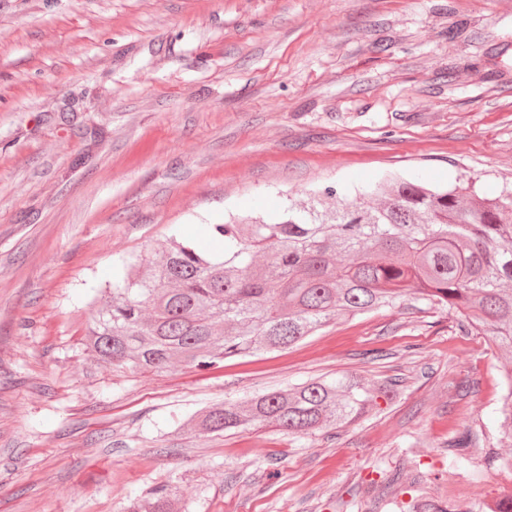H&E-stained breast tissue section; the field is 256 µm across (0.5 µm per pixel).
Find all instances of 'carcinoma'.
<instances>
[{
	"mask_svg": "<svg viewBox=\"0 0 512 512\" xmlns=\"http://www.w3.org/2000/svg\"><path fill=\"white\" fill-rule=\"evenodd\" d=\"M224 242L210 256L171 238L147 276L126 273L102 292L89 325L93 361L163 371L176 360L208 370L227 358L291 347L339 316L392 306L413 288L512 352V193L482 199L455 185L433 190L395 180L351 203L288 202L269 221L209 225ZM500 423L512 428V370ZM394 384L353 375L313 379L242 404L213 406L194 428L220 434L274 426L312 434L351 424L392 399ZM162 484L124 512H174Z\"/></svg>",
	"mask_w": 512,
	"mask_h": 512,
	"instance_id": "obj_1",
	"label": "carcinoma"
}]
</instances>
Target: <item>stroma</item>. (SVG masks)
I'll list each match as a JSON object with an SVG mask.
<instances>
[{
	"instance_id": "35a3bbf8",
	"label": "stroma",
	"mask_w": 512,
	"mask_h": 512,
	"mask_svg": "<svg viewBox=\"0 0 512 512\" xmlns=\"http://www.w3.org/2000/svg\"><path fill=\"white\" fill-rule=\"evenodd\" d=\"M387 179L512 192V0H0V512H484L512 367L409 295L198 373L93 363L123 258ZM396 380L338 429L210 434L218 403L314 378ZM470 448L454 449L461 434ZM147 495L134 500L123 512H174L176 488L162 484L151 488Z\"/></svg>"
}]
</instances>
